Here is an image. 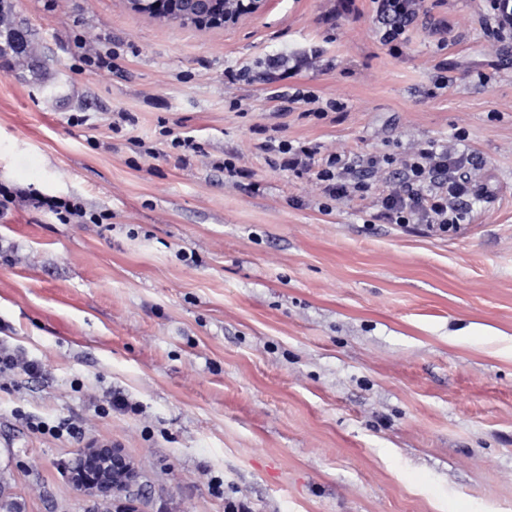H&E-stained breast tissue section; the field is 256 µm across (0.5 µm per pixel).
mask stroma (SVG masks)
I'll return each instance as SVG.
<instances>
[{"label":"stroma","instance_id":"obj_1","mask_svg":"<svg viewBox=\"0 0 512 512\" xmlns=\"http://www.w3.org/2000/svg\"><path fill=\"white\" fill-rule=\"evenodd\" d=\"M484 12L436 0L447 47L420 26L394 55L371 0H266L215 30L125 0H11L34 50L0 57V183L110 221L0 216V340L41 367L0 378L8 507L108 512L69 476L96 441L134 462L139 512H512V46ZM78 37L121 47L118 70H77ZM310 50L287 86L341 110L274 118L265 60ZM442 60L457 80L438 91ZM122 111L136 123L113 132ZM276 124L325 154L457 146L486 195L448 235L365 223L356 199L320 210L261 150ZM227 154L249 177L213 169ZM115 395L129 409L99 413ZM63 418L79 435L28 426Z\"/></svg>","mask_w":512,"mask_h":512}]
</instances>
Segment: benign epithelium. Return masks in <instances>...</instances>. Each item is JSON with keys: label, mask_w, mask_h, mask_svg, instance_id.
<instances>
[{"label": "benign epithelium", "mask_w": 512, "mask_h": 512, "mask_svg": "<svg viewBox=\"0 0 512 512\" xmlns=\"http://www.w3.org/2000/svg\"><path fill=\"white\" fill-rule=\"evenodd\" d=\"M261 2L262 0H126L127 6L137 13L196 29H222L245 15L258 13ZM72 481L81 492L106 498L121 495L127 503V508L121 512H139L134 506L138 496L136 469L115 448L80 449L72 468Z\"/></svg>", "instance_id": "benign-epithelium-1"}]
</instances>
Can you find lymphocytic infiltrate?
Here are the masks:
<instances>
[{
    "instance_id": "obj_1",
    "label": "lymphocytic infiltrate",
    "mask_w": 512,
    "mask_h": 512,
    "mask_svg": "<svg viewBox=\"0 0 512 512\" xmlns=\"http://www.w3.org/2000/svg\"><path fill=\"white\" fill-rule=\"evenodd\" d=\"M375 15L374 37L394 54L401 53L411 33L421 23L432 22L438 35L448 33V23L430 17L427 0H371ZM276 113L285 117L323 119L339 110L336 101H326L296 88L273 96ZM265 153L283 170L309 175L323 198L364 201L368 223L423 224L441 234L454 233L465 223L471 201L482 196L466 169L467 154L430 144L417 147L398 158L386 152L374 154L330 153L320 155L317 146L306 142L268 138ZM28 204L52 212L62 224H100L104 213L89 211L81 202L47 196L32 189L0 186V214L10 206Z\"/></svg>"
}]
</instances>
